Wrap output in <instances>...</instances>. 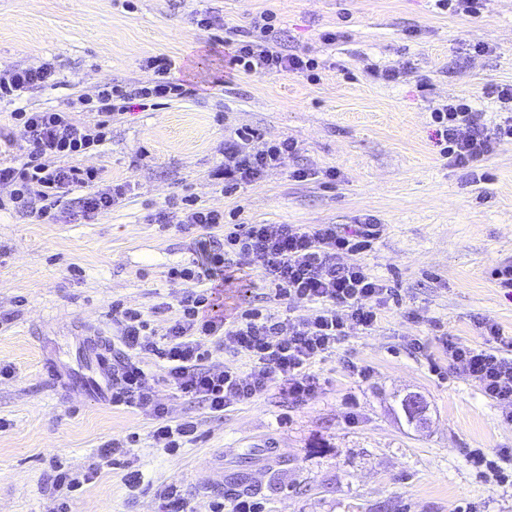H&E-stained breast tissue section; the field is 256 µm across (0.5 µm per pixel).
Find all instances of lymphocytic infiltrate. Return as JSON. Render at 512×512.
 <instances>
[{
  "instance_id": "lymphocytic-infiltrate-1",
  "label": "lymphocytic infiltrate",
  "mask_w": 512,
  "mask_h": 512,
  "mask_svg": "<svg viewBox=\"0 0 512 512\" xmlns=\"http://www.w3.org/2000/svg\"><path fill=\"white\" fill-rule=\"evenodd\" d=\"M275 15L267 11L249 28L225 27L224 47L229 65L243 74L314 71L315 59L284 49L275 34ZM153 77L148 84L98 86L94 95L80 98L92 122H80L63 110H34L25 103L31 90L55 82L58 70L47 61L36 68L14 67L0 71V102L14 104L11 114L23 132L29 150L20 165L0 166V185L10 188L0 198V210L20 206L36 218H50L59 211L77 210L90 219L111 211L126 196L124 185L101 190L97 169L75 165L88 150L105 145L114 117L132 105L154 107L156 100L182 98L189 91L171 77L172 62L163 54L147 58ZM488 95L500 102L505 116L489 127L481 112L461 99H450L433 112L437 142L449 165L466 169L472 183L485 176L476 162L492 154L497 144L512 140V84L489 87ZM298 150L290 139L268 141L248 130H235L224 142V160L211 177L221 192L235 191L258 182L282 160ZM162 228L185 230L200 227L224 230V241L212 246L199 243L202 260L171 268V279L203 283L199 293L180 297V314L163 334H155L142 311L113 306L121 348L112 362V403L140 408L153 405L156 424L151 437L157 448L177 454L192 442L197 426L191 420H174L167 407L154 401L155 388L140 360L150 354L165 362L167 381L186 397L200 400L210 413L223 415L233 404H245L278 385L289 399L301 401L314 395L318 381L310 372L317 357L330 352L341 338L363 334L381 319L395 291L373 275L363 253L378 240L384 226L375 216L358 221L351 234L333 224L229 223L223 211L199 205L187 197L179 213L159 212ZM240 265L259 268L276 300L285 305H315L308 318H278L251 306L225 318L217 311L214 280L227 281L229 270ZM482 342L468 345L446 338L442 347L453 365L461 367L482 394L505 406L512 423V336L503 335L490 319L474 321ZM214 339L217 349L250 361L248 372L206 367L209 356L203 339Z\"/></svg>"
}]
</instances>
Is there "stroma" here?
<instances>
[{
    "instance_id": "obj_1",
    "label": "stroma",
    "mask_w": 512,
    "mask_h": 512,
    "mask_svg": "<svg viewBox=\"0 0 512 512\" xmlns=\"http://www.w3.org/2000/svg\"><path fill=\"white\" fill-rule=\"evenodd\" d=\"M222 25L200 29L201 11ZM270 10L288 51L320 63L318 80L282 73L229 74L224 25L249 27ZM343 31L336 43L319 35ZM488 45L486 54L471 46ZM174 63V81L190 97L149 110L131 108L112 123V138L78 162L100 170L103 184L127 183L112 211L90 222L69 213L39 220L0 210V512H160L159 493L178 485L191 512L233 492H251L267 512H512V484L482 476L470 455L495 458L512 448L504 409L451 366L440 339L481 337L476 318L512 336V300L490 276L512 264V141L478 162L485 183H470L436 145L431 113L452 97L473 101L486 125L500 120L486 97L512 84V0H485L478 17L439 10L434 0H0V69L54 60L59 82L28 96L30 108L64 109L112 82H148V57ZM408 68L396 82L371 67ZM427 91H418V83ZM248 127L268 139L297 142L298 153L235 194L209 174L224 158V138ZM318 171L298 182L294 169ZM338 178L325 186L322 171ZM239 210L247 224H333L365 214L386 230L363 260L395 288L377 326L342 338L311 368L317 393L300 402L275 387L253 401L209 413L163 382L161 362L144 356L156 400L172 417H190L198 437L177 455L155 448L151 408L98 401L77 386L60 387L43 367L81 373L78 326L116 341L112 306L140 309L153 329L176 319L177 297L194 282H170V267L198 255L207 230L161 231L160 210L184 195ZM225 309L264 305L281 317H307L314 305L285 306L250 270L224 291ZM166 311H159L160 303ZM366 369L367 377L349 371ZM420 394L429 424L408 426L401 399ZM138 437V492L125 470L99 462L110 439ZM97 473L82 489L56 485L59 471ZM224 473L210 481L211 471Z\"/></svg>"
}]
</instances>
